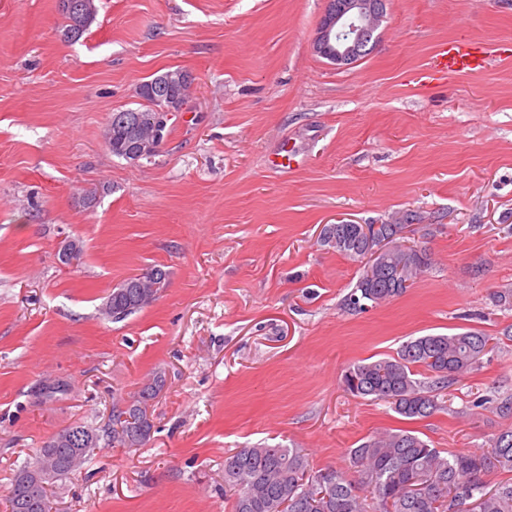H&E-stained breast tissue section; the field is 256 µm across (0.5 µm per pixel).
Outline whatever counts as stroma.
Here are the masks:
<instances>
[{
  "mask_svg": "<svg viewBox=\"0 0 512 512\" xmlns=\"http://www.w3.org/2000/svg\"><path fill=\"white\" fill-rule=\"evenodd\" d=\"M95 4L71 42L56 0H0V512L44 442L104 426L157 371L150 440H100L57 481V512H231L240 448L343 470L386 431L466 452L512 428L492 403L512 395V308L492 299L512 289V64L424 77L448 41L512 47V0H387L376 48L344 68L313 50L325 0ZM177 68L195 81L156 155L113 156L110 115ZM284 155L291 169L268 166ZM406 214L431 267L348 311L362 266L323 225ZM71 239L77 266L59 261ZM154 268L155 300L104 319L112 288ZM460 328L500 343L432 416L344 391L348 366Z\"/></svg>",
  "mask_w": 512,
  "mask_h": 512,
  "instance_id": "35a3bbf8",
  "label": "stroma"
}]
</instances>
